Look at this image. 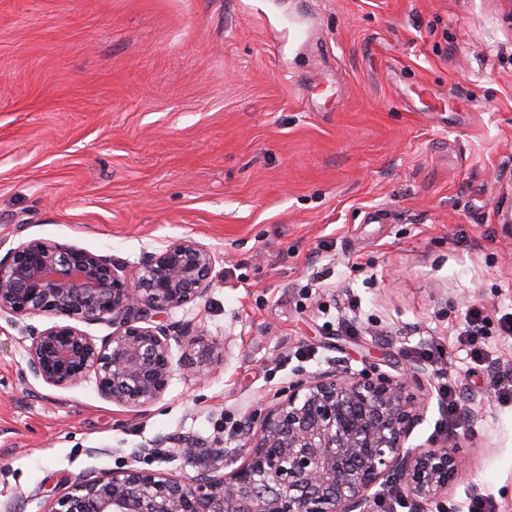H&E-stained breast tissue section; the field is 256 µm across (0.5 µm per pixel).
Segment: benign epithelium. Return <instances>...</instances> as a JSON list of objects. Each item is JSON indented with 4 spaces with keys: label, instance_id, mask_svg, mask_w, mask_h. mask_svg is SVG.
Here are the masks:
<instances>
[{
    "label": "benign epithelium",
    "instance_id": "1",
    "mask_svg": "<svg viewBox=\"0 0 512 512\" xmlns=\"http://www.w3.org/2000/svg\"><path fill=\"white\" fill-rule=\"evenodd\" d=\"M217 262L189 238L130 270L112 254L27 237L0 255V322L29 341L34 380L57 389L91 382L137 415L163 399L177 374L224 360L225 349L191 323L172 321L207 296ZM40 316L54 323H31ZM102 322L112 326L108 335L86 330ZM412 380L376 368L307 374L286 398L249 413L237 450L220 440L183 449L208 456V468L192 476L141 468V449L119 468L77 477L39 512H375L390 487L407 512H433L464 465L463 448L451 432L439 444L409 445L428 409L410 392Z\"/></svg>",
    "mask_w": 512,
    "mask_h": 512
}]
</instances>
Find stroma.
<instances>
[{
  "label": "stroma",
  "instance_id": "obj_1",
  "mask_svg": "<svg viewBox=\"0 0 512 512\" xmlns=\"http://www.w3.org/2000/svg\"><path fill=\"white\" fill-rule=\"evenodd\" d=\"M512 0H0V247L64 238L129 263L179 238L222 261L186 312L227 361L133 415L93 384L55 389L0 328V504L141 465L194 474L181 443L298 373L440 376L478 425L444 512H512V336L472 363L471 308L512 309ZM354 320L346 332L344 320ZM443 345L437 367L421 350Z\"/></svg>",
  "mask_w": 512,
  "mask_h": 512
}]
</instances>
